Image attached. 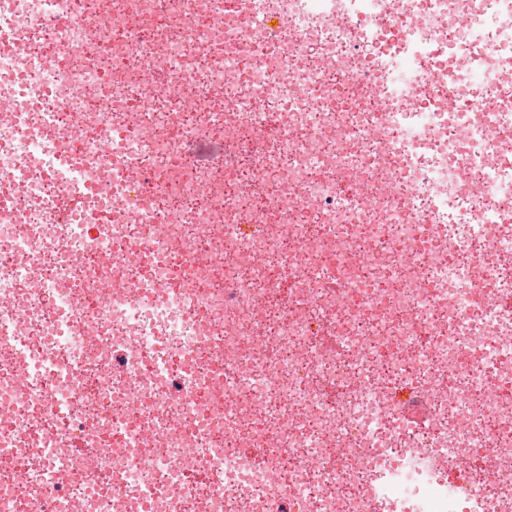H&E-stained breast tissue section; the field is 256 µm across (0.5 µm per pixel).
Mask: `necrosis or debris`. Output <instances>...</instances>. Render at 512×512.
Returning a JSON list of instances; mask_svg holds the SVG:
<instances>
[{"instance_id":"1","label":"necrosis or debris","mask_w":512,"mask_h":512,"mask_svg":"<svg viewBox=\"0 0 512 512\" xmlns=\"http://www.w3.org/2000/svg\"><path fill=\"white\" fill-rule=\"evenodd\" d=\"M508 88L512 0H0V512H512Z\"/></svg>"}]
</instances>
